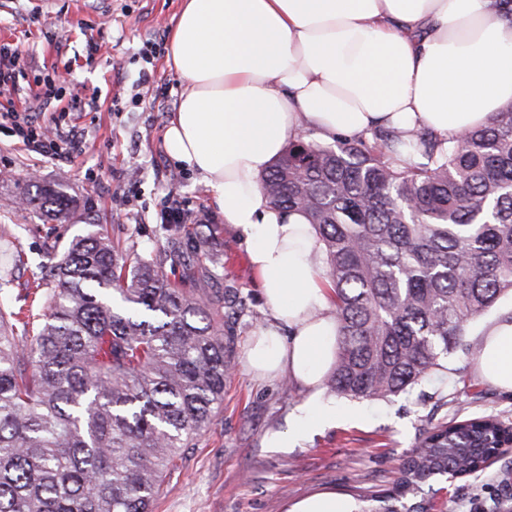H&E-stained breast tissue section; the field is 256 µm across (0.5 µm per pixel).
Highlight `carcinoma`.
<instances>
[{
  "label": "carcinoma",
  "instance_id": "cac0c4a2",
  "mask_svg": "<svg viewBox=\"0 0 512 512\" xmlns=\"http://www.w3.org/2000/svg\"><path fill=\"white\" fill-rule=\"evenodd\" d=\"M374 137L291 142L261 188L306 218L325 256L338 325L327 390L390 401L445 370L470 322L512 295V106L446 145ZM403 154L419 161L402 168ZM41 208L75 214L51 185ZM166 228L167 247L133 264L106 236L73 241L33 336L0 308V512H153L178 452L213 423L232 372L225 298L178 286L197 278L189 255L207 236ZM511 446L492 417L440 423L357 512H430L435 484Z\"/></svg>",
  "mask_w": 512,
  "mask_h": 512
}]
</instances>
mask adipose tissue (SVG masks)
Here are the masks:
<instances>
[{
    "label": "adipose tissue",
    "instance_id": "adipose-tissue-1",
    "mask_svg": "<svg viewBox=\"0 0 512 512\" xmlns=\"http://www.w3.org/2000/svg\"><path fill=\"white\" fill-rule=\"evenodd\" d=\"M167 65L184 90L164 133L247 243L274 319L249 371L307 395L284 448L334 426L324 396L338 326L316 234L273 209L261 178L289 142L421 129L457 136L512 105V0H182ZM483 375L512 391V313L484 331Z\"/></svg>",
    "mask_w": 512,
    "mask_h": 512
}]
</instances>
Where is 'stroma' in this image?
<instances>
[{"instance_id":"1","label":"stroma","mask_w":512,"mask_h":512,"mask_svg":"<svg viewBox=\"0 0 512 512\" xmlns=\"http://www.w3.org/2000/svg\"><path fill=\"white\" fill-rule=\"evenodd\" d=\"M0 0V45L15 51L20 85L53 78L57 62H70L64 95L91 98L74 113L83 132L72 160L30 151L0 123V267L11 269L0 303L31 306L35 317L47 299L31 294L52 260L77 238L107 234L122 252L149 256L166 244L160 210L178 196L192 224L206 227L197 288L243 297L226 308L224 327L235 336V371L224 386V404L213 425L173 462L154 512H291L301 501L334 494L385 490L422 433L440 423L493 415L512 425V392L485 381L469 352L486 325L512 311V297L473 320L464 345L448 357V370L423 387V395L391 401L330 395L346 418L274 448L269 438L287 431L306 393L284 380H258L244 364L248 344L271 313L253 275L243 239L224 222L208 189L167 154L163 136L183 84L166 64L170 29L181 0ZM101 50L90 54L91 44ZM167 86L166 97L155 95ZM57 183L76 203L67 222L48 220L25 199ZM444 396V403L433 400ZM435 512H512V452L493 458L475 475L446 483Z\"/></svg>"}]
</instances>
